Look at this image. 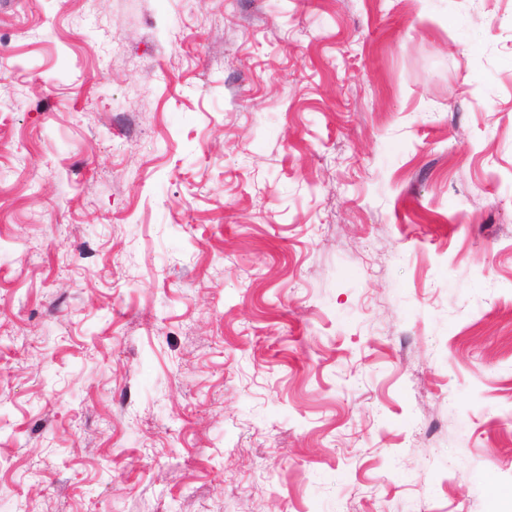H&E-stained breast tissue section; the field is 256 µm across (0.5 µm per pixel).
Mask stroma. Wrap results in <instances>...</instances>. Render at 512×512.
Here are the masks:
<instances>
[{
    "instance_id": "obj_1",
    "label": "stroma",
    "mask_w": 512,
    "mask_h": 512,
    "mask_svg": "<svg viewBox=\"0 0 512 512\" xmlns=\"http://www.w3.org/2000/svg\"><path fill=\"white\" fill-rule=\"evenodd\" d=\"M0 504L512 512V0H0Z\"/></svg>"
}]
</instances>
